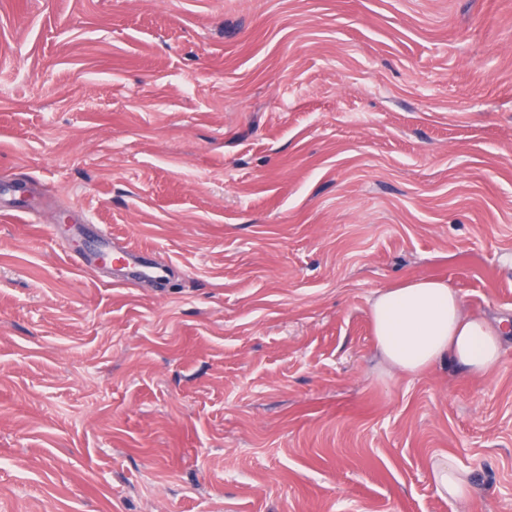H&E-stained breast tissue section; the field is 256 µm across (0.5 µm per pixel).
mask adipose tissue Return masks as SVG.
Returning a JSON list of instances; mask_svg holds the SVG:
<instances>
[{"label": "adipose tissue", "instance_id": "obj_1", "mask_svg": "<svg viewBox=\"0 0 512 512\" xmlns=\"http://www.w3.org/2000/svg\"><path fill=\"white\" fill-rule=\"evenodd\" d=\"M376 347L393 370L414 376L447 359L468 373L485 376L499 367L507 326L465 310L457 291L441 279H421L380 291L370 306ZM432 475L441 495L473 499L467 471L454 459L434 460Z\"/></svg>", "mask_w": 512, "mask_h": 512}]
</instances>
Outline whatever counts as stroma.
Masks as SVG:
<instances>
[{
    "label": "stroma",
    "instance_id": "35a3bbf8",
    "mask_svg": "<svg viewBox=\"0 0 512 512\" xmlns=\"http://www.w3.org/2000/svg\"><path fill=\"white\" fill-rule=\"evenodd\" d=\"M9 181L0 512H512V337L400 376L369 314L512 318V0H0ZM77 214L169 282L78 266ZM432 475L438 492L454 502H470L474 487L467 471L450 456L439 457L432 464Z\"/></svg>",
    "mask_w": 512,
    "mask_h": 512
}]
</instances>
